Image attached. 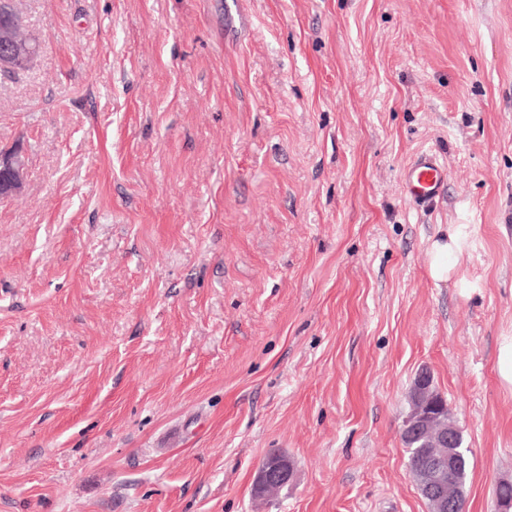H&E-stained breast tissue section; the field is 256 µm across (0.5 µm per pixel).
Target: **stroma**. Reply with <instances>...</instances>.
I'll return each mask as SVG.
<instances>
[{"instance_id": "35a3bbf8", "label": "stroma", "mask_w": 512, "mask_h": 512, "mask_svg": "<svg viewBox=\"0 0 512 512\" xmlns=\"http://www.w3.org/2000/svg\"><path fill=\"white\" fill-rule=\"evenodd\" d=\"M21 0L0 77V512H429L428 368L512 482V0ZM436 152L429 209L403 168ZM455 280L428 270L450 226ZM468 282L458 288L456 279ZM294 477L253 494L270 452ZM18 2V0H2L0 2L1 74L17 73V71L27 64L28 60L35 56L32 53L33 50L16 36V27L23 22V16L18 7ZM19 36L22 39H34L37 42L35 37L30 34H25L23 25L19 26ZM25 155L20 147L0 151V200L16 195L23 187ZM496 370L501 383L512 389V336L501 337Z\"/></svg>"}]
</instances>
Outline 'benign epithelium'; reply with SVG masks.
<instances>
[{"label": "benign epithelium", "instance_id": "7a95c632", "mask_svg": "<svg viewBox=\"0 0 512 512\" xmlns=\"http://www.w3.org/2000/svg\"><path fill=\"white\" fill-rule=\"evenodd\" d=\"M23 22L18 0H0V73L19 71L34 57L32 49L16 36V27ZM25 155L21 148L0 151V200L16 195L23 187ZM428 386V373L416 374L413 386L412 411L404 423L402 440L410 447L419 442H432L440 453L430 457L425 466L427 475L424 492L435 503L437 512H458L461 498L454 492L453 469L463 455V440L454 426L441 430L434 428L440 418L441 403L421 402V395ZM293 478L288 459L278 453L269 454L260 466L253 488L263 490L270 485H286Z\"/></svg>", "mask_w": 512, "mask_h": 512}]
</instances>
